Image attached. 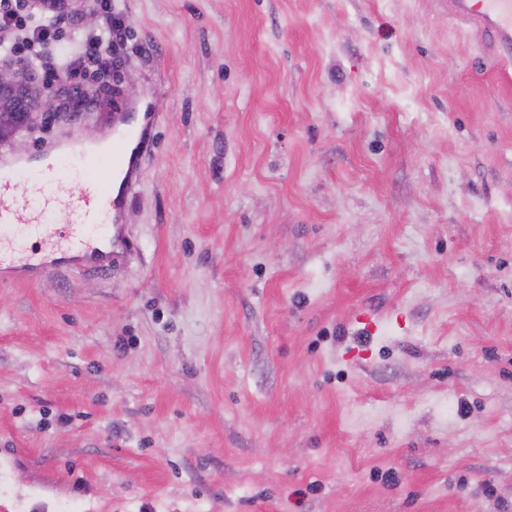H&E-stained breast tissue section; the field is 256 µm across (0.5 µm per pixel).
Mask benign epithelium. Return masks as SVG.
Wrapping results in <instances>:
<instances>
[{
	"label": "benign epithelium",
	"instance_id": "1",
	"mask_svg": "<svg viewBox=\"0 0 512 512\" xmlns=\"http://www.w3.org/2000/svg\"><path fill=\"white\" fill-rule=\"evenodd\" d=\"M18 6L42 17H64L80 14L87 18L88 0H15ZM35 68L28 62L0 58V145L18 151L19 134L30 128L38 118H47L57 111L52 93L32 82Z\"/></svg>",
	"mask_w": 512,
	"mask_h": 512
}]
</instances>
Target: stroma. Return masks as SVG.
I'll list each match as a JSON object with an SVG mask.
<instances>
[{"label":"stroma","instance_id":"stroma-1","mask_svg":"<svg viewBox=\"0 0 512 512\" xmlns=\"http://www.w3.org/2000/svg\"><path fill=\"white\" fill-rule=\"evenodd\" d=\"M156 101L112 264L0 274L8 512H512V80L439 0H112ZM40 224L104 181L59 158ZM377 331L358 353L356 319Z\"/></svg>","mask_w":512,"mask_h":512}]
</instances>
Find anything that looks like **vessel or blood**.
Instances as JSON below:
<instances>
[{"instance_id":"1","label":"vessel or blood","mask_w":512,"mask_h":512,"mask_svg":"<svg viewBox=\"0 0 512 512\" xmlns=\"http://www.w3.org/2000/svg\"><path fill=\"white\" fill-rule=\"evenodd\" d=\"M449 16L468 24L481 38L485 52L503 66L512 65V0H448ZM158 114L146 105L143 114L117 112L112 120L110 167L116 195L108 197L93 185L73 196L71 207L79 222L66 234L47 233L40 224L27 227L29 236L39 238L38 250L21 251L0 235V271L22 275L54 261L76 260L99 269L112 258L113 224L121 221V205L138 185L141 162L150 148L148 130ZM28 159L7 153L0 155V225L18 223L23 210L14 202V177L28 166Z\"/></svg>"}]
</instances>
